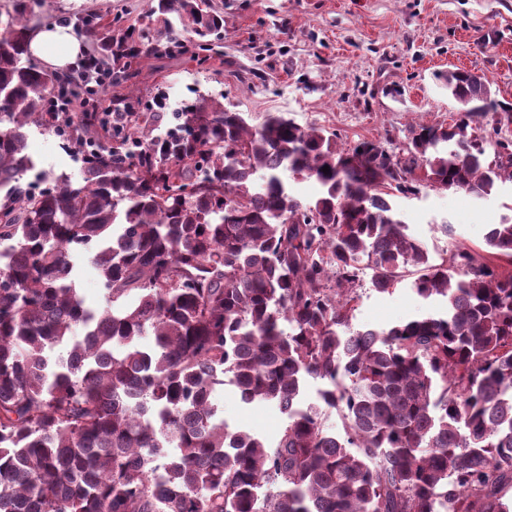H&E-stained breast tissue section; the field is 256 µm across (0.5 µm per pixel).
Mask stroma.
Wrapping results in <instances>:
<instances>
[{
  "label": "stroma",
  "mask_w": 512,
  "mask_h": 512,
  "mask_svg": "<svg viewBox=\"0 0 512 512\" xmlns=\"http://www.w3.org/2000/svg\"><path fill=\"white\" fill-rule=\"evenodd\" d=\"M224 37L206 62L192 52L153 58L107 86L96 111L112 108L128 89L167 95L163 115L142 113L136 132L158 135L192 91L223 94L231 109L261 118L285 112L297 123L335 132L343 146L363 140L395 149L418 124L449 122L457 104L444 76L461 68L486 75L500 101L512 104V0H213ZM151 0H47L41 23L78 26L95 12L103 22L144 18ZM29 151L38 169L78 176L80 160L51 128H32ZM395 209L428 247L453 242L484 250L512 194L475 199L459 191L421 189L394 195ZM452 224L443 237L437 224ZM354 328L380 327L446 309L422 300L404 282L381 294L358 290ZM225 419L275 442L284 420L265 405H246L232 387L217 394Z\"/></svg>",
  "instance_id": "stroma-1"
}]
</instances>
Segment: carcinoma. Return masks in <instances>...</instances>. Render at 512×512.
I'll use <instances>...</instances> for the list:
<instances>
[{"label": "carcinoma", "mask_w": 512, "mask_h": 512, "mask_svg": "<svg viewBox=\"0 0 512 512\" xmlns=\"http://www.w3.org/2000/svg\"><path fill=\"white\" fill-rule=\"evenodd\" d=\"M37 1L0 9V512H512V205L485 251L432 254L391 203L512 185V140L480 125L512 119L490 81L448 71L459 112L396 151L199 94L176 131L37 191L29 130L62 84L28 50ZM151 14L81 19L113 76L224 37L210 0ZM82 251L102 309L76 288ZM366 276L446 312L354 330ZM226 384L285 418L275 444L229 425Z\"/></svg>", "instance_id": "1"}]
</instances>
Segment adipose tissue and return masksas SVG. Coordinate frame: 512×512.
<instances>
[{
    "label": "adipose tissue",
    "mask_w": 512,
    "mask_h": 512,
    "mask_svg": "<svg viewBox=\"0 0 512 512\" xmlns=\"http://www.w3.org/2000/svg\"><path fill=\"white\" fill-rule=\"evenodd\" d=\"M86 44L85 35L66 25H36L28 34L33 57L51 69L64 72L76 65L86 50Z\"/></svg>",
    "instance_id": "1"
}]
</instances>
